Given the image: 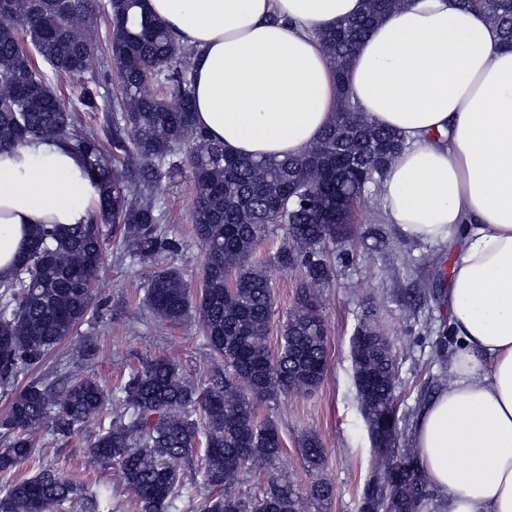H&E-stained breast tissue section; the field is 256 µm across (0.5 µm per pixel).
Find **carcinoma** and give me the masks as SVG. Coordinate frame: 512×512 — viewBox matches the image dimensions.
I'll return each instance as SVG.
<instances>
[{
    "mask_svg": "<svg viewBox=\"0 0 512 512\" xmlns=\"http://www.w3.org/2000/svg\"><path fill=\"white\" fill-rule=\"evenodd\" d=\"M499 28L512 48V0H464ZM407 0H367L365 11L318 33L336 75L339 101L318 141L283 160L241 157L224 150L194 121L193 69L173 67L182 45L147 13L143 0H108L110 31L99 46L90 28L92 0H0V149L33 139L65 141L87 160L101 187L87 224H37L11 276L0 280V384L40 364L87 317L105 260V239L119 224L122 242L140 263L178 243L162 227L154 183L177 168L188 149L195 196L193 231L204 248L201 291L190 298L183 274L153 273L144 306L158 319L197 321L210 351L224 360V381L201 387L177 365L157 358L132 371L114 391L94 378L60 390L31 382L0 415V472L30 460L40 432L70 436L110 409L115 416L89 446L99 466L116 468L140 512H165L184 476L171 466L181 459L213 489L203 512H327L331 485L319 479L302 497L291 482L273 476L262 494L235 492L242 472L280 460L277 425L260 421L258 403L308 393L324 382L328 352L318 288L333 277L322 244L348 234L364 192L378 189L392 159L403 149L399 134L372 124L350 102L345 77L353 53L371 26ZM47 70H42L39 63ZM113 69L115 106L130 131L122 145L126 179L106 158L99 137L80 132L81 113L98 110L96 84L82 85L74 103L63 102L54 80L95 76ZM275 224L286 225L277 253L284 270L300 269L303 286L282 326L281 348L271 353L268 335L272 287L256 247ZM363 342L351 353L354 377L368 383L361 412L368 429L387 422L391 448L376 457L388 474L390 512H423L429 488L413 449L397 446V396L393 344L379 334L373 312L358 327ZM311 472L322 470L326 449L309 433L299 442ZM75 481L43 467L12 482L0 496V512H52L80 495Z\"/></svg>",
    "mask_w": 512,
    "mask_h": 512,
    "instance_id": "1",
    "label": "carcinoma"
}]
</instances>
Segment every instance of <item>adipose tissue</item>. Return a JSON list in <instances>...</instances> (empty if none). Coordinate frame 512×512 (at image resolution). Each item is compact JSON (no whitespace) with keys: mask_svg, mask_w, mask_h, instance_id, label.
<instances>
[{"mask_svg":"<svg viewBox=\"0 0 512 512\" xmlns=\"http://www.w3.org/2000/svg\"><path fill=\"white\" fill-rule=\"evenodd\" d=\"M366 0H144L197 49L194 119L227 151L284 157L334 116L336 80L314 34ZM353 103L406 141L380 188L408 237L460 246L445 299L448 378L419 409L417 464L442 512H512V49L462 0H408L347 75ZM100 195L63 142L0 149V277L37 224H84Z\"/></svg>","mask_w":512,"mask_h":512,"instance_id":"adipose-tissue-1","label":"adipose tissue"}]
</instances>
